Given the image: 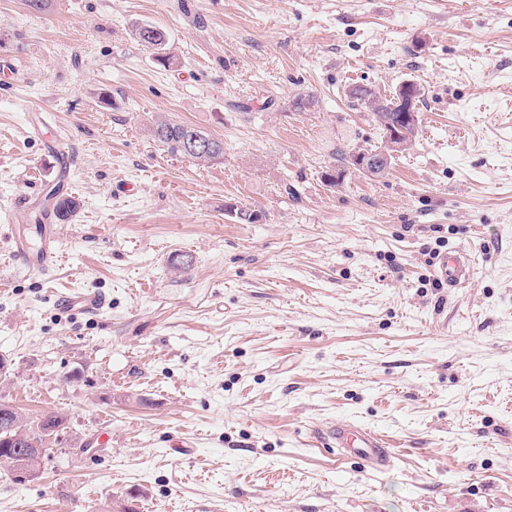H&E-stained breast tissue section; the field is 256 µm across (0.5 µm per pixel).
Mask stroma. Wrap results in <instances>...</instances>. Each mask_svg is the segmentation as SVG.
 Wrapping results in <instances>:
<instances>
[{
  "label": "stroma",
  "instance_id": "obj_1",
  "mask_svg": "<svg viewBox=\"0 0 512 512\" xmlns=\"http://www.w3.org/2000/svg\"><path fill=\"white\" fill-rule=\"evenodd\" d=\"M407 81L415 141L342 162L384 144L350 89ZM57 142L81 206L41 276L12 239L41 245ZM86 290L98 314L56 308ZM0 356V400L70 426L35 479L0 463V512H512V0H0ZM336 421L391 468L317 442ZM136 34L140 41L153 50L158 64L163 67H169L172 64L173 55L168 49V37L162 29L144 25L137 30ZM151 133L155 140L168 153L175 156L180 155L203 162L219 161L224 156V143L194 125L170 120H161L152 127ZM193 137L211 141L212 144L218 147V150H214L212 152L198 151L210 149V145L207 142L192 140L189 147L192 151L198 152H189L187 145ZM407 146L408 143L405 141H388L386 142V149L382 151L380 155L370 157L369 155L357 153L353 156L352 161L359 169L365 168V170L375 171L378 167H382V163H384L386 159L390 158V154L394 155L398 153V151L405 149ZM467 267V259L461 253H446L439 261V273L448 281L449 285H453L465 272Z\"/></svg>",
  "mask_w": 512,
  "mask_h": 512
}]
</instances>
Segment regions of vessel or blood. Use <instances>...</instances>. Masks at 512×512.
Returning <instances> with one entry per match:
<instances>
[{"instance_id":"1","label":"vessel or blood","mask_w":512,"mask_h":512,"mask_svg":"<svg viewBox=\"0 0 512 512\" xmlns=\"http://www.w3.org/2000/svg\"><path fill=\"white\" fill-rule=\"evenodd\" d=\"M12 254L16 261L32 271L41 275L49 274L58 262L53 226L43 225L42 245L36 256H29L28 246L20 238L15 239ZM466 267L467 259L463 254L447 253L441 257L438 269L440 275L452 284L464 274ZM104 304V297L95 291L64 294L56 300L57 308L64 312L93 313L101 309ZM320 441L337 448L340 452L356 456L375 471L387 470L392 464V456L383 439L362 426L348 422L329 425L321 431Z\"/></svg>"}]
</instances>
